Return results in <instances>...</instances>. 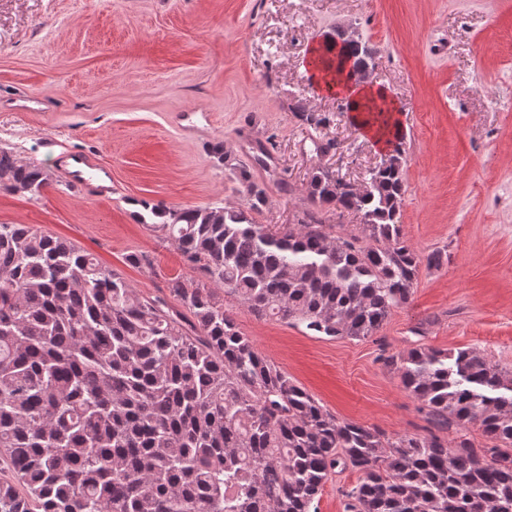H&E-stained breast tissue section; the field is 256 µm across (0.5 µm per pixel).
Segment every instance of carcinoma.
I'll list each match as a JSON object with an SVG mask.
<instances>
[{"mask_svg": "<svg viewBox=\"0 0 512 512\" xmlns=\"http://www.w3.org/2000/svg\"><path fill=\"white\" fill-rule=\"evenodd\" d=\"M353 66L368 41L337 34ZM364 190L316 168L292 224H259L265 185L236 174L237 206L141 202L200 272L168 283L182 309L139 296L73 243L0 224V512H316L336 470L361 477L344 512H512V370L476 350L386 357L434 424L390 440L341 422L238 329L247 312L318 336L368 339L411 301L422 255L396 224L404 138ZM48 175L0 150V190L38 195ZM352 211L349 231L323 210ZM477 424L490 442L443 431Z\"/></svg>", "mask_w": 512, "mask_h": 512, "instance_id": "1", "label": "carcinoma"}]
</instances>
